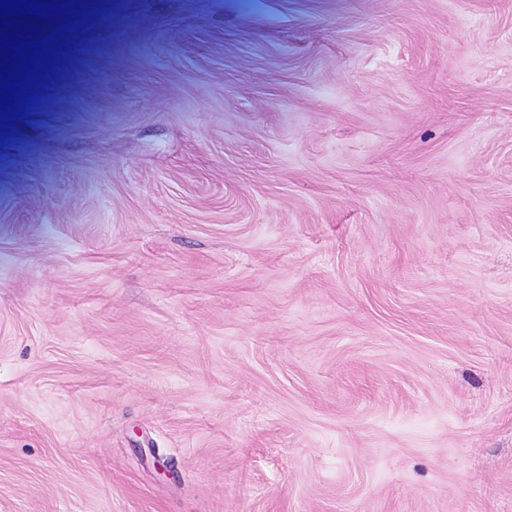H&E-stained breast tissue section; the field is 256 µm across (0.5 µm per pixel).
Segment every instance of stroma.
<instances>
[{
	"label": "stroma",
	"instance_id": "35a3bbf8",
	"mask_svg": "<svg viewBox=\"0 0 512 512\" xmlns=\"http://www.w3.org/2000/svg\"><path fill=\"white\" fill-rule=\"evenodd\" d=\"M0 147V512H512V0H87Z\"/></svg>",
	"mask_w": 512,
	"mask_h": 512
}]
</instances>
